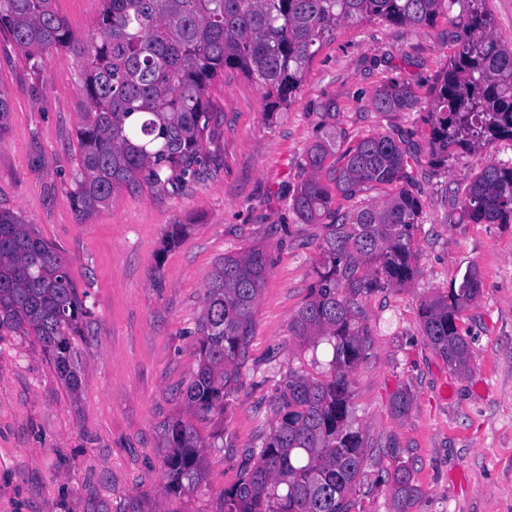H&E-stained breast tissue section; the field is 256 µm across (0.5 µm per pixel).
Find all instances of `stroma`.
I'll return each instance as SVG.
<instances>
[{"label": "stroma", "mask_w": 512, "mask_h": 512, "mask_svg": "<svg viewBox=\"0 0 512 512\" xmlns=\"http://www.w3.org/2000/svg\"><path fill=\"white\" fill-rule=\"evenodd\" d=\"M75 36H90L101 0H55ZM461 11L426 28L372 19L347 23L317 47L295 102L266 117L257 85L225 73L210 92L208 162L180 188L122 189L90 218L77 216V130L88 99L73 54L32 66L0 32V209L34 225L64 255L88 310L75 339L82 388L60 383L36 336L0 330V512H221L245 448L275 420L274 388L288 371L318 376L326 347L304 348L289 323L314 281L324 230L300 223L291 198L324 131L339 166L361 138L397 134L409 184L423 203L417 276L362 298L367 348L351 376L355 423L369 445L356 497L361 512H394L387 473L409 466L418 495L409 512H512V224H473L458 190L488 160L511 161L512 140L435 160L424 108L378 112L375 91L410 83L429 99L457 51ZM180 244L163 250L169 225ZM251 245L271 266L224 412L196 427L207 442L206 477L180 496L164 490V428L181 415L198 364L197 322L215 264ZM484 288L461 317L470 368L449 371L422 333L418 307L447 292L467 265ZM409 390L406 415L395 392Z\"/></svg>", "instance_id": "1"}]
</instances>
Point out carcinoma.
<instances>
[{"label": "carcinoma", "mask_w": 512, "mask_h": 512, "mask_svg": "<svg viewBox=\"0 0 512 512\" xmlns=\"http://www.w3.org/2000/svg\"><path fill=\"white\" fill-rule=\"evenodd\" d=\"M54 0H0V32L27 59L64 48L77 60L89 112L78 131L79 170L73 205L89 218L122 188L145 182L163 189L195 175L207 162L204 141L213 113L209 90L236 71L263 91L264 111L288 109L323 42L345 22L382 18L417 28L458 3L463 23L451 68L431 93V148L442 155L499 138L512 139V44L491 33L485 0H102L92 36L77 38ZM420 103L408 83L376 90L378 112ZM330 137L308 151V177L291 198L302 224H320L321 262L290 331L332 351L321 378L294 371L275 386L277 425L261 446L243 451L237 482L224 489V512H354L368 443L353 427L350 377L368 337L362 297L416 275L415 230L423 204L407 188L383 204L352 214L333 206L323 182ZM407 178L401 141L386 134L361 139L329 171L336 192L354 197L369 184ZM463 216L473 224L512 223V163L489 161L466 188ZM269 267L261 246L220 259L207 284L197 323L199 360L184 394L189 417L166 429L170 454L165 491L177 495L204 478L205 448L193 417L224 411L237 392L240 366ZM469 267L448 293L421 304L423 335L456 373L469 370L461 313L482 294ZM86 310L68 263L23 219L0 211V329L31 333L65 388L82 386L74 340ZM412 397L394 394L391 410L406 414ZM394 512H408L418 493L406 465L388 474Z\"/></svg>", "instance_id": "1"}]
</instances>
